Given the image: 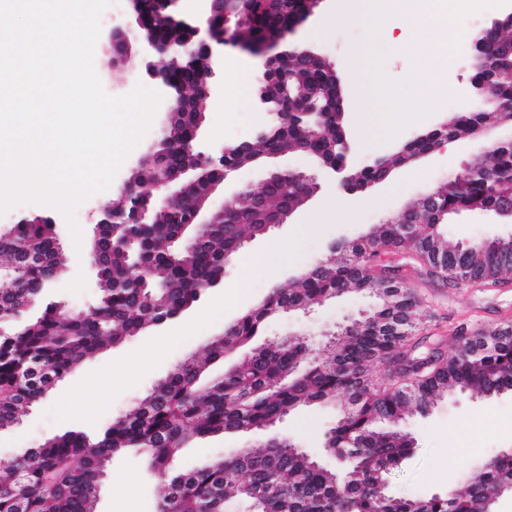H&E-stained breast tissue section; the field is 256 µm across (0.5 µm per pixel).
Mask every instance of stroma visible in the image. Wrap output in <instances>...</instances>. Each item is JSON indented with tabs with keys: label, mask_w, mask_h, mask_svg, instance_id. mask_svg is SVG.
<instances>
[{
	"label": "stroma",
	"mask_w": 512,
	"mask_h": 512,
	"mask_svg": "<svg viewBox=\"0 0 512 512\" xmlns=\"http://www.w3.org/2000/svg\"><path fill=\"white\" fill-rule=\"evenodd\" d=\"M333 13V0H319L296 37L325 57L337 72L344 92L346 131L356 146L351 161V168L356 171L362 168L368 156L393 153L413 134L439 123L441 117L426 111L424 81L411 74L408 50L419 42L418 33L397 30L388 37L381 32L373 16L345 22L334 18ZM359 47L368 49L371 54L367 83L375 101L372 110L367 112L355 107L357 88L347 72L351 53ZM94 65L105 92L112 96H122L136 85L151 83L146 73L147 62L138 56L128 68L116 70L109 65L103 47L99 46L95 49ZM257 91L254 85L240 88L233 71H225L223 95L211 98L206 105L203 133L208 143L221 146L249 139L259 125L267 122V114L254 106ZM402 102L409 106V113H398L397 106ZM161 120V115H154L148 131L123 161L110 187L77 207L75 218L82 231L81 241L73 240L63 215L46 205L20 204L0 214V225L15 223L26 215L53 218L56 234L70 261L51 293L72 308H84L97 299L96 272L81 259L82 251L89 249L95 233L92 214L115 201L119 187L136 160L155 141ZM366 127L375 129V137L363 135ZM482 161L481 140L465 138L449 143L441 152L414 164L395 168L385 182L353 195L334 183L321 181L318 192L288 223L246 240L240 253L229 258L221 285L240 287L241 293L234 306L224 310L214 308L210 297H203L180 319L148 329L85 359L58 383L50 398L29 410L19 427L0 433V470L10 467L27 449L38 447L66 430L93 432L104 428L139 402L177 365L202 356L205 346L223 335L227 324L273 289L290 288L298 273L334 258L335 244L358 239L417 200L427 188ZM277 167L307 174L314 171L309 156L293 151L245 167L226 178L223 192L212 200V209L232 204L239 188L260 189L267 170ZM443 230L449 245H464L510 236L512 221L468 212L449 219ZM276 239L292 241V249L269 252V242ZM248 255L261 256V265H243L241 259ZM380 266L403 277L421 304L423 317L411 340L416 353L433 347L451 351L457 336L464 331L512 326V285L504 288L480 284L451 286L431 277L409 252L402 250L383 254ZM376 303V295L370 292L349 291L305 310L280 313L266 322L252 347L226 354L222 362L210 366L208 374L222 376L249 355L251 348L261 347L265 341L273 339L300 336L313 352L324 351L329 332L353 324ZM138 352L145 353V360L127 366L122 383L112 385L108 375L113 365L128 354ZM97 393L103 396L101 405L93 412H85L82 400ZM336 416V407L314 404L300 407L274 426L262 430L200 438L184 448L176 466L191 470L231 449L256 446L270 438L290 439L303 449L315 452L323 447ZM473 421L480 424V432L468 431L467 426ZM405 428L413 434L415 448L389 474L390 490L417 496L460 490L474 467L512 448V396L489 400L473 392L456 393L438 400L428 414L411 415ZM126 486L134 488L135 496L125 504L121 501V492ZM158 498L157 477L151 474L137 452L129 450L112 459L100 488L96 512H116L121 504L127 512H156Z\"/></svg>",
	"instance_id": "obj_1"
}]
</instances>
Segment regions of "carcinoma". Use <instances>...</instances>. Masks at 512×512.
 <instances>
[{"label": "carcinoma", "instance_id": "1", "mask_svg": "<svg viewBox=\"0 0 512 512\" xmlns=\"http://www.w3.org/2000/svg\"><path fill=\"white\" fill-rule=\"evenodd\" d=\"M236 12L245 17L236 38L248 45L267 33L288 29L305 11L306 0H235ZM512 36L496 33V46L487 52L497 74L495 94L512 99V55L504 43ZM202 54L189 47L181 51L173 71L176 92L185 96L188 114L180 117L178 135L192 137L195 113L205 111L191 93L203 70ZM327 61L312 66L290 56L274 67L265 80L274 107L288 105L275 75L292 77L293 93L318 88L314 100L318 112L328 113L327 125L336 128V86ZM512 122V112H498L479 103L461 114L455 123L435 132L459 139L481 126ZM299 151L326 157L338 154L329 136L308 139L289 126L273 139L259 142L246 153L232 152L224 166L241 168L267 153ZM190 154L153 145L131 177L143 193L161 182L192 184L184 198L168 209L156 208L150 223L137 222L133 201L120 197L112 211L128 223L112 228L99 225L97 301L84 309L70 308L50 295L67 254L53 224L27 217L0 225V432L16 428L29 408L51 396L84 359L121 343L145 329L179 317L224 276V254L239 250V243L263 235L264 225L282 214L288 200L302 206L300 177L279 181L266 207L256 208L254 190L245 189L222 212L210 214L208 224L195 223L194 210L211 178L195 168ZM444 187L426 217L428 231L408 237L401 225L380 224L367 236L339 247V259L318 264L303 273L287 290L274 291L239 316L224 335L207 346L203 361L178 365L128 413L96 434L73 429L46 440L0 473V512H95L96 492L113 456L134 449L165 481L157 512H225L232 499H243L256 512H483L487 494L497 485L512 482V455L493 456L486 468L473 476L456 497L427 498L392 495L387 476L410 453L400 424L410 413L424 414L450 390L483 395L512 394V326L480 332L492 337L488 348L471 357L455 347L448 355L432 352L411 361L426 368L410 384L376 387L367 376L376 362L406 346L422 312L409 291L391 296L349 331H338L327 352L311 354L304 339L273 341L250 354L218 378L205 379L206 366L224 358L259 335L265 322L277 312L308 307L351 288H374L378 265L376 248H400L411 252L427 272L450 283L480 280L497 285L512 276V264L501 263L493 244L448 243L439 226L463 211L495 210L512 197V142L489 145L488 166L466 170ZM194 239L185 249L181 243ZM138 265L142 280L129 270ZM406 309L409 327L400 335H385L396 307ZM308 368H302L305 359ZM353 396L354 407L330 430L329 443L345 457L344 478L316 463L303 452L278 440L262 448H246L225 454L187 473L173 470L174 459L190 441L229 431L261 430L286 416L297 406L340 403Z\"/></svg>", "mask_w": 512, "mask_h": 512}]
</instances>
